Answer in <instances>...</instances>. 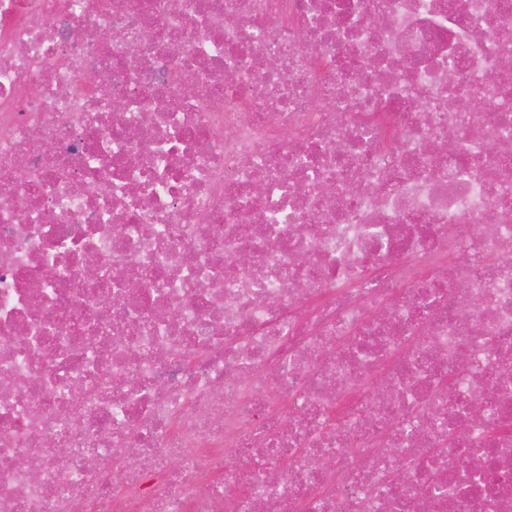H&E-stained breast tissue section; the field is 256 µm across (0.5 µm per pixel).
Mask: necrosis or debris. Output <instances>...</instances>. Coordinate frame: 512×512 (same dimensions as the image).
I'll return each instance as SVG.
<instances>
[{
	"mask_svg": "<svg viewBox=\"0 0 512 512\" xmlns=\"http://www.w3.org/2000/svg\"><path fill=\"white\" fill-rule=\"evenodd\" d=\"M508 372L512 0H0V512H512Z\"/></svg>",
	"mask_w": 512,
	"mask_h": 512,
	"instance_id": "4bbe7bcc",
	"label": "necrosis or debris"
}]
</instances>
